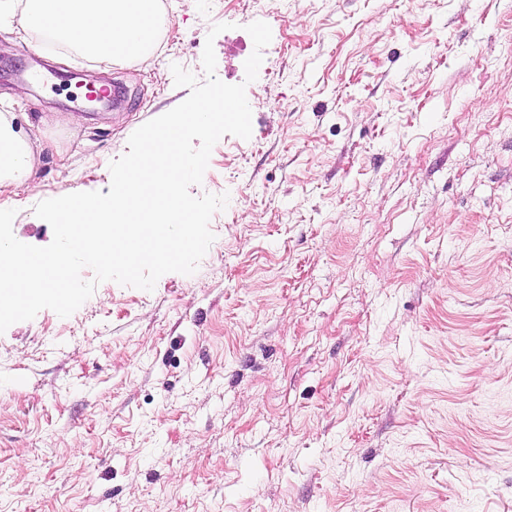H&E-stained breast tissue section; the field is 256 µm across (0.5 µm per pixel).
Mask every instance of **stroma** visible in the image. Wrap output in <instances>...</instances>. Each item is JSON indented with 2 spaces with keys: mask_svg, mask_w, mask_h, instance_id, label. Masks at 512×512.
Segmentation results:
<instances>
[{
  "mask_svg": "<svg viewBox=\"0 0 512 512\" xmlns=\"http://www.w3.org/2000/svg\"><path fill=\"white\" fill-rule=\"evenodd\" d=\"M257 20L252 135L191 189L229 196L196 272L0 334V512H512V0H160L147 66L1 31L36 188L0 209L48 245L34 206L108 191L213 24L245 83Z\"/></svg>",
  "mask_w": 512,
  "mask_h": 512,
  "instance_id": "stroma-1",
  "label": "stroma"
}]
</instances>
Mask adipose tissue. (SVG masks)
<instances>
[{
  "instance_id": "ef3b65f1",
  "label": "adipose tissue",
  "mask_w": 512,
  "mask_h": 512,
  "mask_svg": "<svg viewBox=\"0 0 512 512\" xmlns=\"http://www.w3.org/2000/svg\"><path fill=\"white\" fill-rule=\"evenodd\" d=\"M158 0H27L24 28L107 65L149 62L158 38ZM33 150L10 112L0 113V185L30 186Z\"/></svg>"
}]
</instances>
